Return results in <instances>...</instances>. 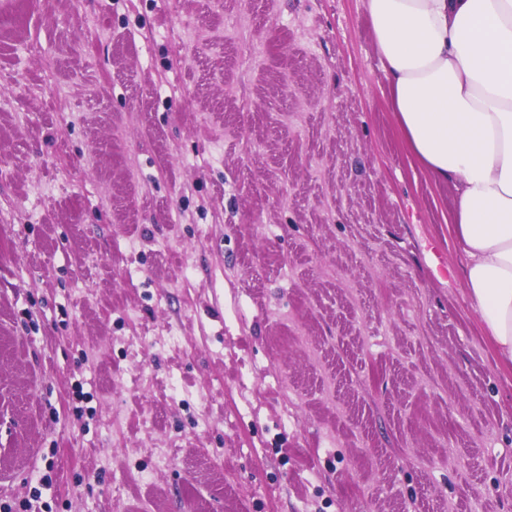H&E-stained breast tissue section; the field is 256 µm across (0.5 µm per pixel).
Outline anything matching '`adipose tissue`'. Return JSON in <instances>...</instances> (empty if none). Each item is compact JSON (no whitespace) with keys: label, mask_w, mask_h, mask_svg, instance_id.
<instances>
[{"label":"adipose tissue","mask_w":512,"mask_h":512,"mask_svg":"<svg viewBox=\"0 0 512 512\" xmlns=\"http://www.w3.org/2000/svg\"><path fill=\"white\" fill-rule=\"evenodd\" d=\"M410 150L450 184L480 323L512 363V0H366Z\"/></svg>","instance_id":"ef3b65f1"}]
</instances>
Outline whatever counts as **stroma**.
<instances>
[{
  "label": "stroma",
  "mask_w": 512,
  "mask_h": 512,
  "mask_svg": "<svg viewBox=\"0 0 512 512\" xmlns=\"http://www.w3.org/2000/svg\"><path fill=\"white\" fill-rule=\"evenodd\" d=\"M451 199L365 0H0V506L512 512Z\"/></svg>",
  "instance_id": "stroma-1"
}]
</instances>
